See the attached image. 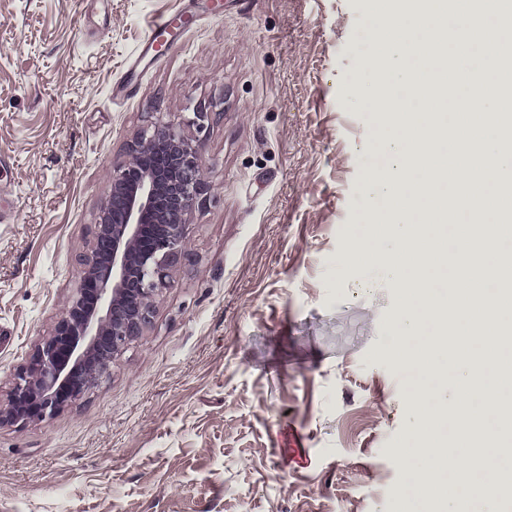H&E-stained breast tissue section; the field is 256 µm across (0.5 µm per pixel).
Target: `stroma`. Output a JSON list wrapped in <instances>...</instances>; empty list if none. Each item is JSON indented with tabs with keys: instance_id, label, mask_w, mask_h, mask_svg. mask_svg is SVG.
<instances>
[{
	"instance_id": "stroma-1",
	"label": "stroma",
	"mask_w": 512,
	"mask_h": 512,
	"mask_svg": "<svg viewBox=\"0 0 512 512\" xmlns=\"http://www.w3.org/2000/svg\"><path fill=\"white\" fill-rule=\"evenodd\" d=\"M374 0H0V409L78 285L146 125L206 191L150 324L72 405L0 424V512H428L399 288L346 247L376 203L345 88ZM173 48L139 58L152 20Z\"/></svg>"
}]
</instances>
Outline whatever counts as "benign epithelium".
<instances>
[{
    "label": "benign epithelium",
    "instance_id": "obj_1",
    "mask_svg": "<svg viewBox=\"0 0 512 512\" xmlns=\"http://www.w3.org/2000/svg\"><path fill=\"white\" fill-rule=\"evenodd\" d=\"M112 167L107 203L79 259L80 286L12 390L6 419H43L71 405L151 322L152 300L187 251V218L205 189L196 145L170 124L138 133Z\"/></svg>",
    "mask_w": 512,
    "mask_h": 512
}]
</instances>
